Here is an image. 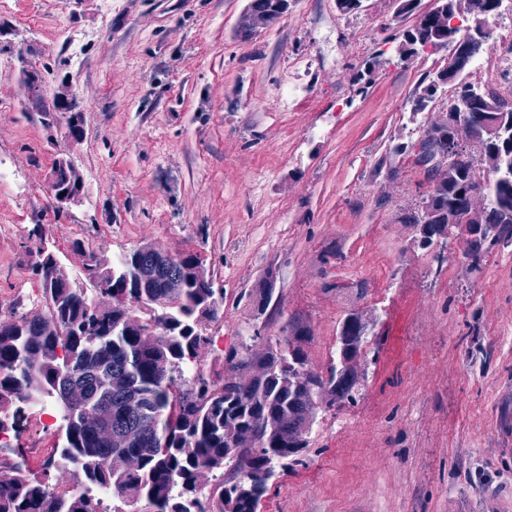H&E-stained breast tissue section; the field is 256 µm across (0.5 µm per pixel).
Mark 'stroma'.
<instances>
[{"mask_svg": "<svg viewBox=\"0 0 512 512\" xmlns=\"http://www.w3.org/2000/svg\"><path fill=\"white\" fill-rule=\"evenodd\" d=\"M247 4L0 0V306L40 288V224L77 282L76 240L109 260L143 244L199 255L224 291L201 358L213 377L255 329L292 325L326 370L357 315L355 401L320 407L258 512H512V240L475 267L459 232L445 254L421 248L409 217L429 184L400 149L474 75L439 83L444 49L401 57L398 0H294L245 38ZM25 63L45 100L69 86L74 113L29 109ZM62 155L83 185L64 212L48 184ZM269 270L272 315L258 310Z\"/></svg>", "mask_w": 512, "mask_h": 512, "instance_id": "obj_1", "label": "stroma"}]
</instances>
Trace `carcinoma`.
I'll list each match as a JSON object with an SVG mask.
<instances>
[{
  "label": "carcinoma",
  "instance_id": "1",
  "mask_svg": "<svg viewBox=\"0 0 512 512\" xmlns=\"http://www.w3.org/2000/svg\"><path fill=\"white\" fill-rule=\"evenodd\" d=\"M418 2L400 0L398 9L416 15L402 33L408 53L423 41L448 37L431 15L416 14ZM246 11L258 29L282 17L278 0H249ZM469 88L459 87L468 111L432 124L415 150L430 189L410 223L423 249L464 227L463 254L475 265L485 247L512 239V100L491 88ZM479 167L487 169L483 183L474 180ZM149 258L137 249L98 269L112 292V309L95 323L87 319L93 300L86 291L47 275L40 280L44 310L0 314V428L16 433V464L0 468V512H99L89 492L59 496L58 484L32 477L24 428L10 413L16 403L60 397L71 382L82 385L88 407L103 411L117 441L99 440L63 407L61 433L44 469L79 486L90 478L127 506L144 500L148 512H257L275 476L301 463L318 404L355 400V385L336 378V364L361 345L364 327L356 315L340 324L336 359L323 377L311 369L299 329L269 343L259 357L230 349L224 364L232 375L225 381L202 372L187 377L198 349L210 342L206 326L218 319L224 295L197 277L201 260L195 254L174 264L183 281L177 290L166 287L163 275L150 282L137 278V267ZM252 361L268 371L245 381L238 371ZM227 419L251 432L259 451L244 461L250 480L235 466L205 496L202 473L231 463ZM128 428L140 429L142 438L124 444ZM102 456L109 460L106 468L98 465Z\"/></svg>",
  "mask_w": 512,
  "mask_h": 512
}]
</instances>
